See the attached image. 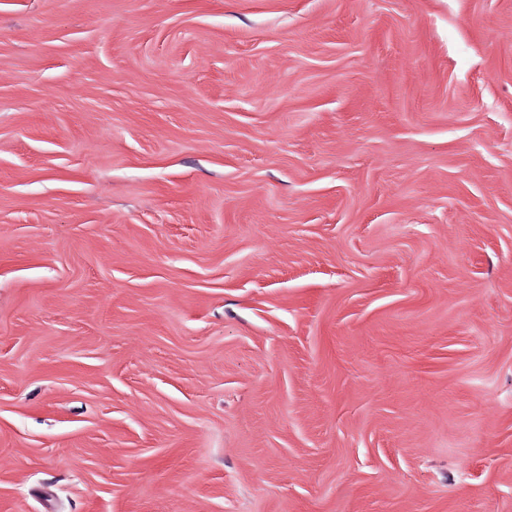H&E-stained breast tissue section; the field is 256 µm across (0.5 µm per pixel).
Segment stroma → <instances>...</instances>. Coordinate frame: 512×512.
<instances>
[{
  "instance_id": "obj_1",
  "label": "stroma",
  "mask_w": 512,
  "mask_h": 512,
  "mask_svg": "<svg viewBox=\"0 0 512 512\" xmlns=\"http://www.w3.org/2000/svg\"><path fill=\"white\" fill-rule=\"evenodd\" d=\"M0 512H512V0H0Z\"/></svg>"
}]
</instances>
